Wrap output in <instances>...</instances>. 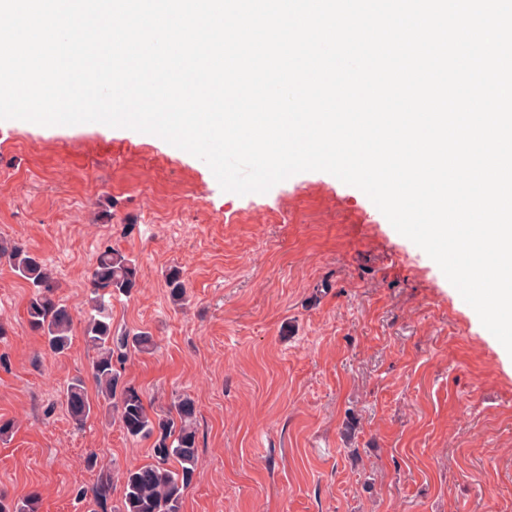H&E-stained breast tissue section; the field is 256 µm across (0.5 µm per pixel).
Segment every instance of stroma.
<instances>
[{"label":"stroma","instance_id":"obj_1","mask_svg":"<svg viewBox=\"0 0 512 512\" xmlns=\"http://www.w3.org/2000/svg\"><path fill=\"white\" fill-rule=\"evenodd\" d=\"M0 237L46 259L82 313L104 247L137 260L112 323L157 342L125 364L146 401H195L181 512H512V358L360 189L311 171L238 195L153 134L12 120L0 124ZM28 296L0 261V418L16 422L0 490L86 512L77 490L106 472L121 499L152 442L98 416L74 428L64 387L78 376L95 394V353L78 326L65 354L48 352Z\"/></svg>","mask_w":512,"mask_h":512}]
</instances>
